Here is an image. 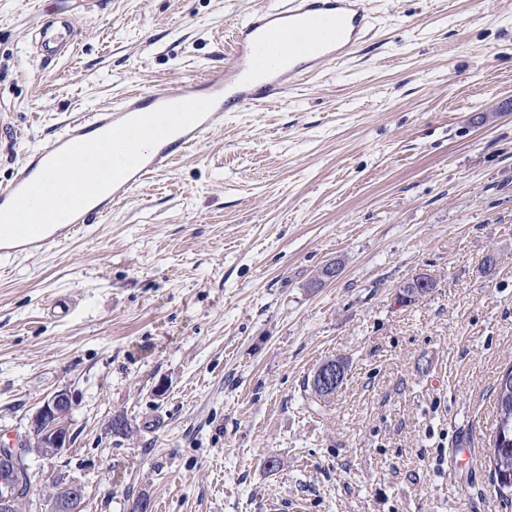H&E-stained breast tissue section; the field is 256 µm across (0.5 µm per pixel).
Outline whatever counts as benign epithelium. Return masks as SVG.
Masks as SVG:
<instances>
[{"label": "benign epithelium", "mask_w": 512, "mask_h": 512, "mask_svg": "<svg viewBox=\"0 0 512 512\" xmlns=\"http://www.w3.org/2000/svg\"><path fill=\"white\" fill-rule=\"evenodd\" d=\"M345 375L338 360L315 370L313 379L323 388H331ZM73 399L65 390L44 399L30 415L24 435L7 443L0 440V512H21L20 488L23 469L31 457L46 461L60 457L71 446V416ZM55 499L44 502L48 512H82L86 496L85 485L66 474L57 472L52 478Z\"/></svg>", "instance_id": "benign-epithelium-1"}]
</instances>
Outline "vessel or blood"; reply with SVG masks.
I'll return each mask as SVG.
<instances>
[{
	"mask_svg": "<svg viewBox=\"0 0 512 512\" xmlns=\"http://www.w3.org/2000/svg\"><path fill=\"white\" fill-rule=\"evenodd\" d=\"M372 18L366 0H282L280 5L253 12L233 32L230 65L212 72L203 84L179 83L149 94L126 95L117 108H107L69 122L61 136L26 153L12 181L0 187V208L44 169L49 159L71 143L105 133L128 118L162 106L192 99L212 100L213 106L192 126L165 138L142 163L117 185L44 234L22 242L0 243V263L65 246L82 237L89 225L105 222L113 205L125 200L147 179L166 170L189 148L201 145L223 127L225 113L275 98L289 78L320 71L349 59L369 37ZM36 49L48 61L71 53L73 24L65 16L41 20L35 29Z\"/></svg>",
	"mask_w": 512,
	"mask_h": 512,
	"instance_id": "1",
	"label": "vessel or blood"
}]
</instances>
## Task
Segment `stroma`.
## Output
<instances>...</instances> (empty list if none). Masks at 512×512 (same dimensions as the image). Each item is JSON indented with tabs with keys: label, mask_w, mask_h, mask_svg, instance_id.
I'll return each mask as SVG.
<instances>
[{
	"label": "stroma",
	"mask_w": 512,
	"mask_h": 512,
	"mask_svg": "<svg viewBox=\"0 0 512 512\" xmlns=\"http://www.w3.org/2000/svg\"><path fill=\"white\" fill-rule=\"evenodd\" d=\"M265 2L0 0V126L19 134L0 185L71 118L204 82ZM369 8L355 56L0 269V436L48 394L75 403L34 498L61 471L84 512H506L484 450L512 366V0ZM60 13L78 36L46 63L31 35ZM421 274L436 288L399 302ZM332 358L345 380L316 400Z\"/></svg>",
	"instance_id": "35a3bbf8"
}]
</instances>
